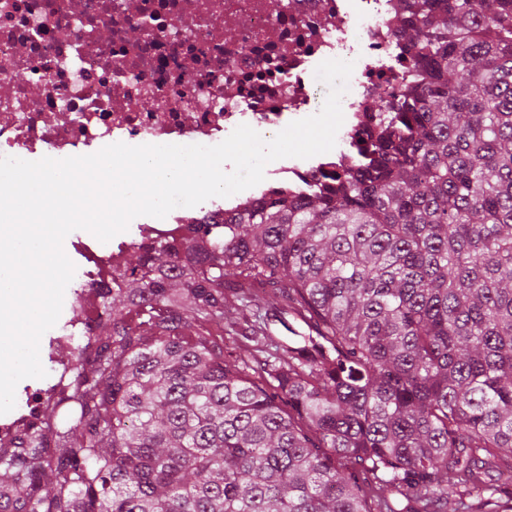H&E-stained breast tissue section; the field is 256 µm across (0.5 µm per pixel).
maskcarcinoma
Masks as SVG:
<instances>
[{"mask_svg":"<svg viewBox=\"0 0 512 512\" xmlns=\"http://www.w3.org/2000/svg\"><path fill=\"white\" fill-rule=\"evenodd\" d=\"M395 23L413 85L359 167L96 287L70 381L0 435V512H512V0Z\"/></svg>","mask_w":512,"mask_h":512,"instance_id":"1","label":"carcinoma"}]
</instances>
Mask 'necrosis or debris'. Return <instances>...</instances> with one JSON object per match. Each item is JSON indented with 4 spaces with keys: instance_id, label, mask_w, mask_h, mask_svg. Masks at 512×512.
Segmentation results:
<instances>
[{
    "instance_id": "4bbe7bcc",
    "label": "necrosis or debris",
    "mask_w": 512,
    "mask_h": 512,
    "mask_svg": "<svg viewBox=\"0 0 512 512\" xmlns=\"http://www.w3.org/2000/svg\"><path fill=\"white\" fill-rule=\"evenodd\" d=\"M403 0H0V156L98 152L123 142L216 145L239 125L277 133L317 113L313 82L328 59L354 64L335 148L284 158L258 185L142 224L134 241L76 238L79 315L49 348L82 331L91 283L111 281L124 250L297 194L357 161L378 128L375 100L407 83L410 50L394 18ZM152 101L161 110L149 109Z\"/></svg>"
}]
</instances>
